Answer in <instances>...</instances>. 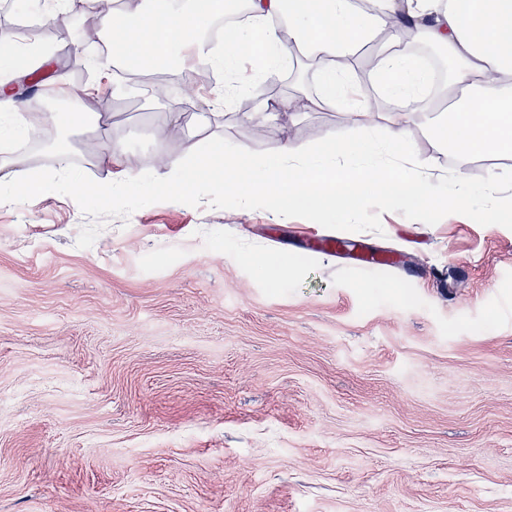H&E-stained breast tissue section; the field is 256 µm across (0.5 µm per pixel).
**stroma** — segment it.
Masks as SVG:
<instances>
[{"label":"stroma","mask_w":512,"mask_h":512,"mask_svg":"<svg viewBox=\"0 0 512 512\" xmlns=\"http://www.w3.org/2000/svg\"><path fill=\"white\" fill-rule=\"evenodd\" d=\"M37 42L40 87L74 78L87 14ZM316 62L273 74L281 139L238 108L130 91L108 108L112 138L144 176L163 152L229 145L270 157L351 136L341 108L280 111L317 91ZM424 100L412 157L512 190L511 158L443 148ZM209 115L168 142L171 112ZM46 174L41 197L0 207V512H512V219L395 216L370 197L334 220L219 199H101L112 167L99 133L59 135L25 111ZM288 261L282 280L262 259Z\"/></svg>","instance_id":"1"}]
</instances>
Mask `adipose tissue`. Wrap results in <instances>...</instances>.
I'll list each match as a JSON object with an SVG mask.
<instances>
[{"instance_id":"1","label":"adipose tissue","mask_w":512,"mask_h":512,"mask_svg":"<svg viewBox=\"0 0 512 512\" xmlns=\"http://www.w3.org/2000/svg\"><path fill=\"white\" fill-rule=\"evenodd\" d=\"M247 11L248 23L225 29L218 50L203 34L210 14L196 4L185 9L174 0H143L136 10L105 15L103 29L123 58L121 72L141 71L146 63L179 69L190 58L223 69L225 84L214 101L229 108L291 62L293 52L313 61L345 57L352 46L371 41L380 14L391 13L398 17L389 35L392 48L373 72L380 88L415 112L429 82L402 43L404 32L415 30L453 56L451 87L475 93L444 122L449 147L464 158L512 156V0H378L373 14L354 0H247ZM245 46L250 54H242ZM318 85L313 106H342L357 128L348 140L304 157L292 143H282L276 157L252 162L247 179L239 176L244 157L231 147L192 162L166 156L160 171L147 179L124 143L111 140L103 156L118 167L119 178L99 193L110 197L119 189H144L179 200L187 186L204 180L222 198L268 197L286 210L340 218L358 215L373 192L406 215L479 212L487 223H497L502 209L496 175L478 189L460 173L437 176L420 164L406 166L401 161L409 150L406 122L391 120L385 140H377L371 99L347 68L320 70Z\"/></svg>"}]
</instances>
